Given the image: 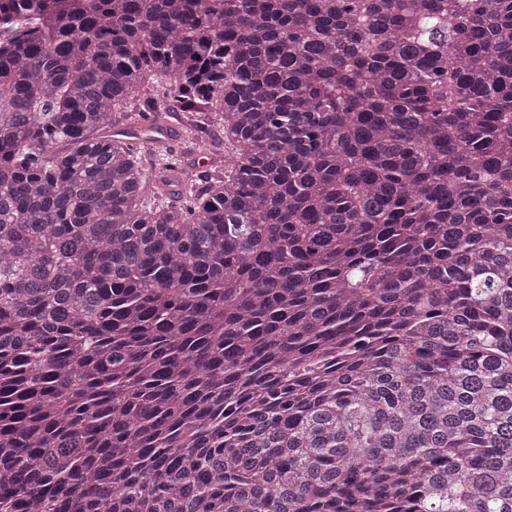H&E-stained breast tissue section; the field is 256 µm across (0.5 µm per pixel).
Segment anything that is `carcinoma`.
I'll list each match as a JSON object with an SVG mask.
<instances>
[{
  "mask_svg": "<svg viewBox=\"0 0 512 512\" xmlns=\"http://www.w3.org/2000/svg\"><path fill=\"white\" fill-rule=\"evenodd\" d=\"M2 23L0 512H512V0ZM153 83L201 188L103 133ZM159 113L157 122L167 129L165 138L159 141V145L166 150L169 158L175 164L173 174L177 178L197 179L204 184L209 168H201L197 164V157L202 155L198 149L200 140H205L212 145L214 153L209 155L214 161L224 155V127L219 120L210 116L204 123L198 121L196 115L188 112H170L168 109L163 112H145V121H142L141 128L149 126V117L154 119ZM161 114V115H160ZM191 130V132H190Z\"/></svg>",
  "mask_w": 512,
  "mask_h": 512,
  "instance_id": "obj_1",
  "label": "carcinoma"
}]
</instances>
